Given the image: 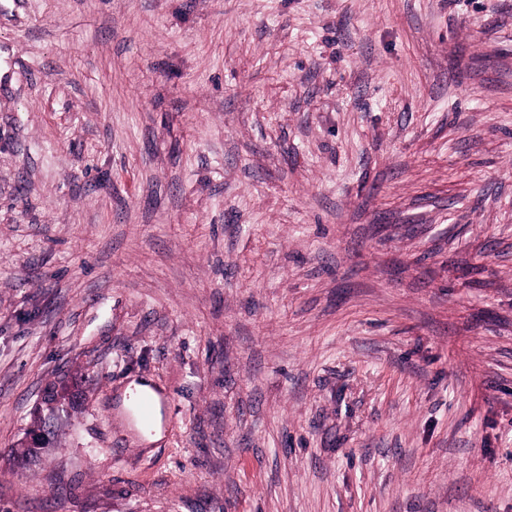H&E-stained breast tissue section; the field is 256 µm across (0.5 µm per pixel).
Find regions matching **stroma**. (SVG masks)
I'll return each mask as SVG.
<instances>
[{
  "label": "stroma",
  "instance_id": "stroma-1",
  "mask_svg": "<svg viewBox=\"0 0 512 512\" xmlns=\"http://www.w3.org/2000/svg\"><path fill=\"white\" fill-rule=\"evenodd\" d=\"M0 512H512V0H0Z\"/></svg>",
  "mask_w": 512,
  "mask_h": 512
}]
</instances>
